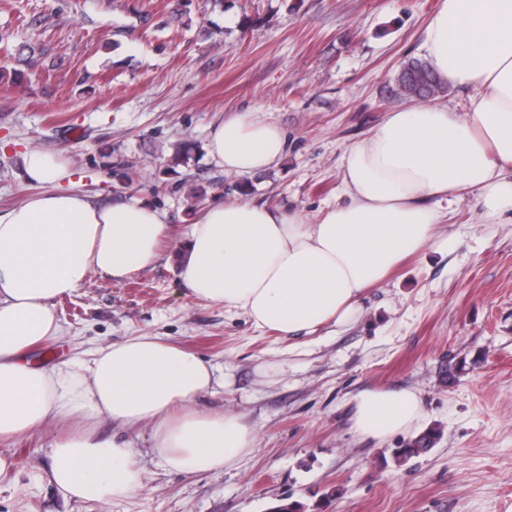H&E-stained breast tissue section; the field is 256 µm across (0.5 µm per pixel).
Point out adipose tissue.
I'll return each mask as SVG.
<instances>
[{
  "label": "adipose tissue",
  "mask_w": 512,
  "mask_h": 512,
  "mask_svg": "<svg viewBox=\"0 0 512 512\" xmlns=\"http://www.w3.org/2000/svg\"><path fill=\"white\" fill-rule=\"evenodd\" d=\"M422 39L435 72L469 90L468 112L444 103L389 112L348 147L344 200L316 223L251 201L208 207L181 251L190 297L242 310L286 336L314 333L349 322L368 288L428 247L441 203L471 195L487 218L512 216V0H440ZM286 146L279 126L245 110L212 127L207 151L225 173L255 176ZM25 172L39 192L0 212V441L57 426L52 480L87 501L125 498L144 482L130 443L100 433L103 419L128 430L153 423L154 451L172 470L235 466L254 446L251 428L238 415L195 409L213 386L212 369L164 337L131 336L86 362L30 360L60 332L56 300L90 273L121 281L154 262L166 222L147 203L101 205L65 188L72 173L58 152H27ZM421 413L414 391H368L353 429L380 439Z\"/></svg>",
  "instance_id": "ef3b65f1"
}]
</instances>
